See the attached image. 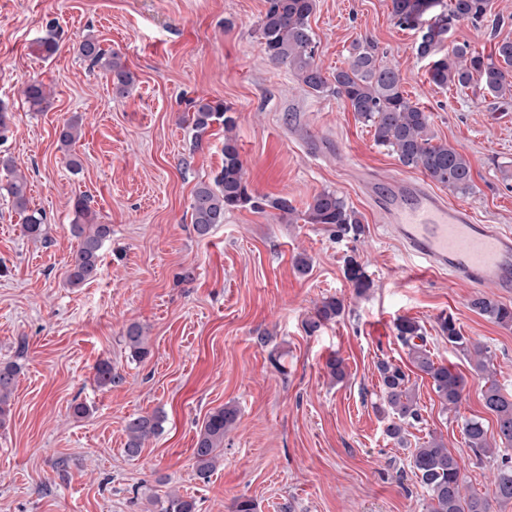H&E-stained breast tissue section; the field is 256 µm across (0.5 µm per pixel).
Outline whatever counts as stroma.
I'll use <instances>...</instances> for the list:
<instances>
[{
    "mask_svg": "<svg viewBox=\"0 0 512 512\" xmlns=\"http://www.w3.org/2000/svg\"><path fill=\"white\" fill-rule=\"evenodd\" d=\"M265 8V0H0V107L11 116L0 139V363L19 367L0 423V512H155L154 499L170 492L194 500L196 512H233L240 498L256 512H428L409 459L433 435L460 455L467 490L492 497L500 459H476L457 423L476 417L494 430L485 380L449 346L438 319L453 316L491 350L493 377L508 393L512 327L472 311L476 289L420 272L388 234L356 172L405 176L408 168L375 144L345 101L312 93L268 60L255 31ZM310 25L329 74L346 67L356 44L375 45L405 95L429 112L436 141L469 157L475 187L463 203L481 223L512 231V102L430 84L417 36L396 25L391 0H316ZM53 32L59 49L47 57L38 45ZM88 35L121 56L135 75L132 92L118 94L79 57ZM505 39L512 0H487L483 24L457 23L447 42L488 55ZM34 79L53 93L48 111L28 108L23 91ZM198 98L233 108L254 195L285 197L302 211L315 194L336 191L360 214V238L248 207L197 236L193 194L224 163L223 126L196 144L183 121L187 100ZM72 118L76 174L56 134ZM299 128L340 145L345 164L311 155ZM14 173L45 217L47 242L23 230L7 193ZM83 195L112 236L97 278L72 288L69 226ZM300 254L308 273L294 267ZM353 264L366 290L349 279ZM330 297L342 300V315L306 333L305 320ZM405 317L422 326L434 360L456 367L467 385L451 415L429 379L412 374L423 421L401 444L376 410V364L409 366L395 330ZM132 324L147 338L140 360L124 344ZM333 355L346 364L339 383L326 368ZM104 360L115 381L101 388L95 367ZM80 402L88 417H74ZM225 405L238 419L203 480L193 448L208 414ZM153 412L162 432L128 458V421Z\"/></svg>",
    "mask_w": 512,
    "mask_h": 512,
    "instance_id": "35a3bbf8",
    "label": "stroma"
}]
</instances>
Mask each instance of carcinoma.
<instances>
[{"instance_id":"cac0c4a2","label":"carcinoma","mask_w":512,"mask_h":512,"mask_svg":"<svg viewBox=\"0 0 512 512\" xmlns=\"http://www.w3.org/2000/svg\"><path fill=\"white\" fill-rule=\"evenodd\" d=\"M266 3V11L257 21V30L264 53L271 62L288 66L313 92H330L346 101L356 118L372 128L375 143L388 148L403 166L420 170L452 193L465 195L473 190L470 159L457 147L434 141L429 134L430 114L405 96L396 69L377 63L373 45L355 46L348 66L328 77L316 61V43L310 26L316 0H266ZM391 5L392 16L400 28L419 32L415 50L417 56L428 61L429 83L439 88L477 86L497 99H512V40L497 43L495 54L489 56L471 49L467 43L444 46L452 24L466 20L475 25L482 21L486 0H391ZM78 51L91 66L108 72L119 92H129L134 78L118 54L107 52L92 36L80 42ZM24 96L33 112H44L51 106V92L39 80L26 85ZM188 111L191 112L188 125L196 144L213 125L224 126V164L212 182L196 189L190 204V224L198 236L204 237L214 225L224 223V214L231 210L265 205L279 211L280 218L290 224L300 219L306 224H323L338 238H355L363 233L358 213L334 191L323 190L314 195L303 212L297 211L286 197H264L257 201L249 193L244 179V162L232 135L236 119L231 108L220 101L199 98L189 101ZM77 137L75 119L64 122L58 130V141L64 150ZM8 191L14 208L23 216L25 233L33 239H47L43 215L29 206L25 180L14 178ZM75 210L77 219L70 225V232L78 240V249L67 283L80 287L97 277L100 250L111 237L112 227L97 221L85 197L77 199ZM470 308L502 327H512L511 305L484 295L472 299ZM343 310L342 300L335 297L323 300L306 323L308 331L314 332L335 320ZM439 326L448 345L459 350L475 371L490 372L493 358L488 347L464 336L450 315L441 317ZM395 329L398 339L408 348L413 367L430 378L443 408L458 411L466 386L463 375L434 361L417 321L401 319ZM125 341L132 356L142 358L148 354L140 326H129ZM376 368L382 395V405L377 411L387 420L386 435L402 442L407 428L421 422L420 407L409 387V375L401 366L387 360L379 361ZM17 372L15 363L0 364L1 420L6 416ZM482 400L486 410L495 416L500 447L493 448L478 418H460L461 430L475 455L501 453L494 496L501 505L512 504V456L507 454L512 449V394H504L489 376L482 389ZM238 414L234 406L220 407L209 414L200 429L194 458L201 476L206 478L213 470L218 449L224 445V432L237 421ZM161 431L162 418L157 414L130 419L126 426L125 453L130 457L138 456L144 441ZM410 467L419 485L429 494V512H493L487 499L462 492L459 460L442 440L433 437L414 449ZM195 509V501L176 494L169 495L160 506V512H195Z\"/></svg>"}]
</instances>
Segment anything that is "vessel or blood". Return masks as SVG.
Listing matches in <instances>:
<instances>
[{"instance_id":"vessel-or-blood-1","label":"vessel or blood","mask_w":512,"mask_h":512,"mask_svg":"<svg viewBox=\"0 0 512 512\" xmlns=\"http://www.w3.org/2000/svg\"><path fill=\"white\" fill-rule=\"evenodd\" d=\"M361 184L391 235L423 269L512 295L511 232L478 223L470 206L449 201L424 178L368 171Z\"/></svg>"}]
</instances>
